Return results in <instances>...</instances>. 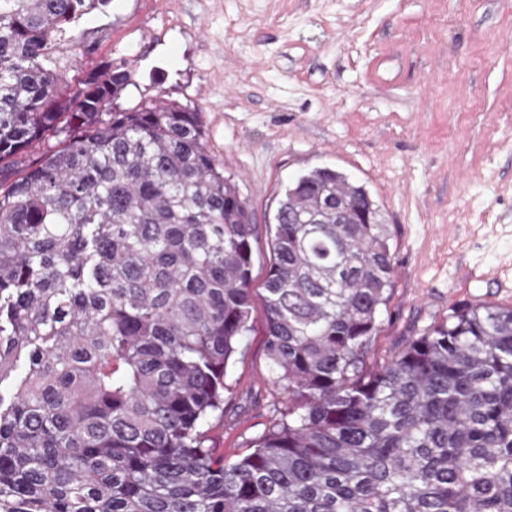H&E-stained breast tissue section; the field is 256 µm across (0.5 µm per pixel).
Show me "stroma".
<instances>
[{
    "mask_svg": "<svg viewBox=\"0 0 512 512\" xmlns=\"http://www.w3.org/2000/svg\"><path fill=\"white\" fill-rule=\"evenodd\" d=\"M55 55L71 86L99 63L126 65L120 108H198L251 207L254 328L206 424L225 458L288 410L269 373L263 283L278 201L300 176H350L390 226L393 289L364 371L453 308L512 307L492 282L512 276V0H112Z\"/></svg>",
    "mask_w": 512,
    "mask_h": 512,
    "instance_id": "1",
    "label": "stroma"
}]
</instances>
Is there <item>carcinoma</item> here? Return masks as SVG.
Here are the masks:
<instances>
[{
	"instance_id": "obj_1",
	"label": "carcinoma",
	"mask_w": 512,
	"mask_h": 512,
	"mask_svg": "<svg viewBox=\"0 0 512 512\" xmlns=\"http://www.w3.org/2000/svg\"><path fill=\"white\" fill-rule=\"evenodd\" d=\"M110 2L0 0V512H512V308H458L363 373L391 233L329 168L274 216L288 415L238 459L205 444L253 328L252 212L198 111L112 107L124 65L59 79L53 46Z\"/></svg>"
}]
</instances>
